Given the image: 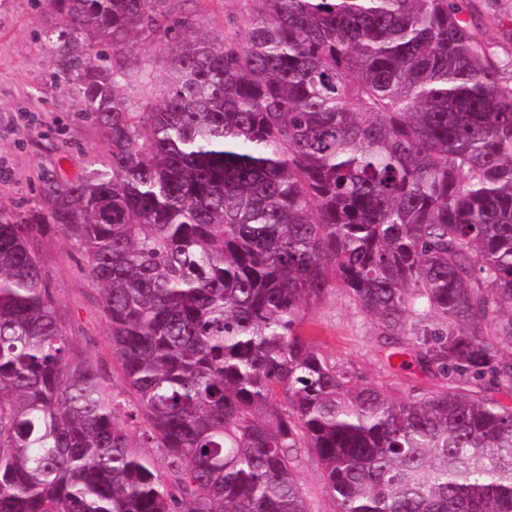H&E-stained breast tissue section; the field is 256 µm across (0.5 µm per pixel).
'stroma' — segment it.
Wrapping results in <instances>:
<instances>
[{"label": "stroma", "mask_w": 512, "mask_h": 512, "mask_svg": "<svg viewBox=\"0 0 512 512\" xmlns=\"http://www.w3.org/2000/svg\"><path fill=\"white\" fill-rule=\"evenodd\" d=\"M176 7L217 43L228 35L243 37L252 3L178 0ZM61 22L49 0H0V202L25 209L41 202L45 180L76 179L102 154L99 129L82 117L75 96L54 78L56 57L39 37ZM178 50L174 40L134 41L119 57L130 75L127 92L160 101ZM39 250L67 333L77 338L91 363L106 367L105 385L113 396L129 398L108 349L100 293L83 271V257L60 234L43 239ZM301 331L336 367L395 398L444 384L422 372L411 354L398 353L343 289H332L308 309ZM294 467L311 512H333L324 473L308 449H297Z\"/></svg>", "instance_id": "35a3bbf8"}]
</instances>
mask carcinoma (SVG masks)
<instances>
[{
	"instance_id": "1",
	"label": "carcinoma",
	"mask_w": 512,
	"mask_h": 512,
	"mask_svg": "<svg viewBox=\"0 0 512 512\" xmlns=\"http://www.w3.org/2000/svg\"><path fill=\"white\" fill-rule=\"evenodd\" d=\"M53 2L55 77L105 153L0 202V512H310L296 448L334 512H512V56L473 0H252L157 104L110 55L188 16ZM54 232L128 403L64 330ZM333 288L446 385L396 399L332 365L300 328ZM294 467L311 512H333L324 473L308 448H296Z\"/></svg>"
}]
</instances>
